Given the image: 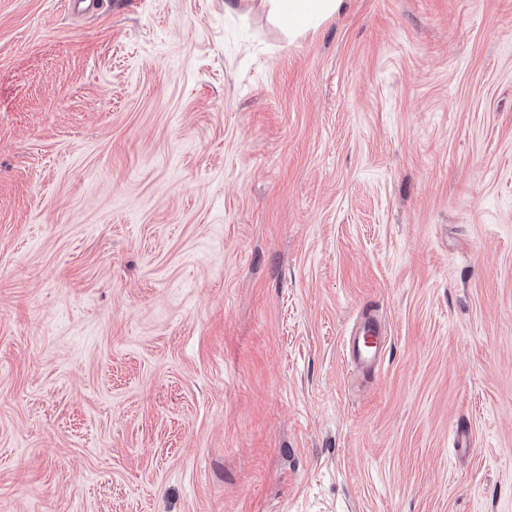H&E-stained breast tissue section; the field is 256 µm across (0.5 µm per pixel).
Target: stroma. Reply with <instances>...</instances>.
I'll use <instances>...</instances> for the list:
<instances>
[{
	"label": "stroma",
	"mask_w": 512,
	"mask_h": 512,
	"mask_svg": "<svg viewBox=\"0 0 512 512\" xmlns=\"http://www.w3.org/2000/svg\"><path fill=\"white\" fill-rule=\"evenodd\" d=\"M224 2L0 0V512H512V0ZM269 15L281 23L288 36L297 37L340 10L344 0H263ZM346 355L358 369L378 371L385 352V336L380 323L365 315L345 342Z\"/></svg>",
	"instance_id": "35a3bbf8"
}]
</instances>
